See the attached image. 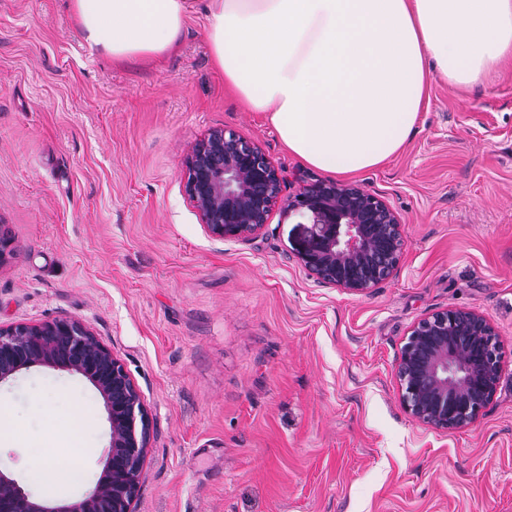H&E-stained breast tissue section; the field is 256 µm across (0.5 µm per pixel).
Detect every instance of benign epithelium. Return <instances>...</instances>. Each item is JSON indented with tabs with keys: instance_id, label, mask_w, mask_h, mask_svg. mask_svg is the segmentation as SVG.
I'll list each match as a JSON object with an SVG mask.
<instances>
[{
	"instance_id": "1",
	"label": "benign epithelium",
	"mask_w": 512,
	"mask_h": 512,
	"mask_svg": "<svg viewBox=\"0 0 512 512\" xmlns=\"http://www.w3.org/2000/svg\"><path fill=\"white\" fill-rule=\"evenodd\" d=\"M184 189L198 220L219 239L259 234L276 205L309 220L298 261L320 282L363 293L396 269L404 238L399 216L354 184L318 183L282 200L278 169L252 141L212 130L187 157ZM496 330L486 316L450 309L420 320L396 363L404 409L436 429L473 425L493 401L501 373ZM43 366L85 378L110 425L103 469L81 498L36 499L0 470V512H133L150 443L141 395L98 335L74 319L0 325V383Z\"/></svg>"
}]
</instances>
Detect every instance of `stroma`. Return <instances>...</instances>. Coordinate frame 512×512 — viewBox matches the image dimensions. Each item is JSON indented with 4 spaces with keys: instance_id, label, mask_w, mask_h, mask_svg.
<instances>
[{
    "instance_id": "1",
    "label": "stroma",
    "mask_w": 512,
    "mask_h": 512,
    "mask_svg": "<svg viewBox=\"0 0 512 512\" xmlns=\"http://www.w3.org/2000/svg\"><path fill=\"white\" fill-rule=\"evenodd\" d=\"M216 128L261 148L283 196L328 178L225 90L203 16L163 61L117 65L69 0H0V324L75 319L111 347L151 420L135 512H512V71L432 81L405 149L360 177L405 239L363 294L298 262L300 215L246 239L199 223L184 161ZM452 308L493 322L502 374L473 426L436 430L404 410L395 360ZM0 405V469L25 491L94 486L109 423L87 380L32 367ZM39 455L80 457L83 484L32 485Z\"/></svg>"
}]
</instances>
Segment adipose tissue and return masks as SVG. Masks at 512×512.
<instances>
[{"label": "adipose tissue", "instance_id": "ef3b65f1", "mask_svg": "<svg viewBox=\"0 0 512 512\" xmlns=\"http://www.w3.org/2000/svg\"><path fill=\"white\" fill-rule=\"evenodd\" d=\"M86 47L159 61L204 11L225 85L289 153L350 179L399 153L431 75L452 88L512 66V0H70Z\"/></svg>", "mask_w": 512, "mask_h": 512}]
</instances>
